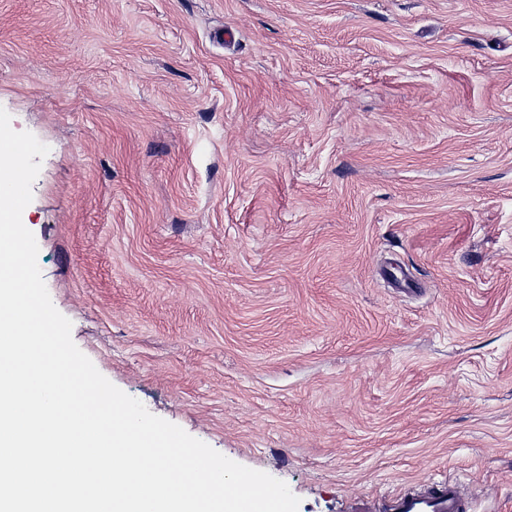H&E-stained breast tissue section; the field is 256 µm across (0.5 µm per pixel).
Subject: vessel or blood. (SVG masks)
Wrapping results in <instances>:
<instances>
[{"mask_svg": "<svg viewBox=\"0 0 512 512\" xmlns=\"http://www.w3.org/2000/svg\"><path fill=\"white\" fill-rule=\"evenodd\" d=\"M470 496L456 478L419 484L391 497L386 512H469Z\"/></svg>", "mask_w": 512, "mask_h": 512, "instance_id": "b4317fda", "label": "vessel or blood"}]
</instances>
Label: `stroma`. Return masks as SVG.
I'll list each match as a JSON object with an SVG mask.
<instances>
[{
	"label": "stroma",
	"mask_w": 512,
	"mask_h": 512,
	"mask_svg": "<svg viewBox=\"0 0 512 512\" xmlns=\"http://www.w3.org/2000/svg\"><path fill=\"white\" fill-rule=\"evenodd\" d=\"M0 107L115 386L298 512H512V0H0ZM470 496L457 478L445 477L399 492L387 501V512H468Z\"/></svg>",
	"instance_id": "obj_1"
}]
</instances>
